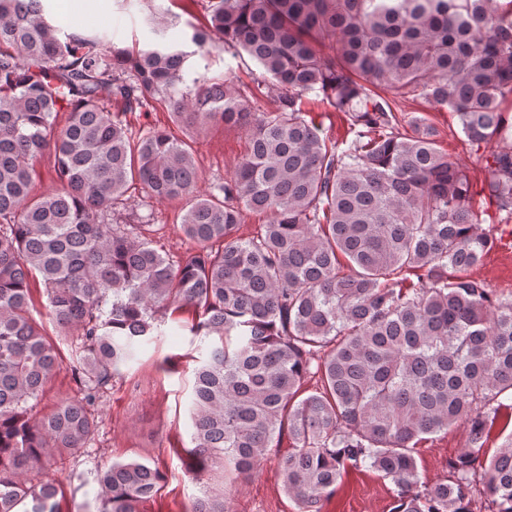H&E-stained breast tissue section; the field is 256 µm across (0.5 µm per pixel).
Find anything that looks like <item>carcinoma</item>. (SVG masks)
I'll use <instances>...</instances> for the list:
<instances>
[{"label":"carcinoma","mask_w":512,"mask_h":512,"mask_svg":"<svg viewBox=\"0 0 512 512\" xmlns=\"http://www.w3.org/2000/svg\"><path fill=\"white\" fill-rule=\"evenodd\" d=\"M45 2L0 0V512H60L32 466L88 447L104 389L163 335L167 309L195 313L179 328L205 346L184 449L195 477L232 485L286 435L278 473L299 512H321L350 469L393 484L391 512H512V434L484 452L512 400V293L448 276L494 239L437 131L416 118L402 132L397 115L420 99L456 113L472 148L512 137V0H208L196 50L154 28L135 53L50 24ZM215 36L263 68L256 87L210 74ZM310 94L346 117L345 147L303 111ZM156 101L187 129H244L234 173L197 193L192 142L131 131L127 116ZM46 152L59 188L36 195ZM486 167L483 190L511 221L512 152ZM135 183L157 201L192 197L181 227L195 252L175 263L115 216ZM245 210L268 215L253 236L239 234ZM33 281L75 337L79 388L38 420L29 402L61 362L32 317ZM459 422L467 449L446 479L422 481L418 446ZM163 479L139 461L98 469L99 512H139ZM192 512H230L229 497H198Z\"/></svg>","instance_id":"cac0c4a2"}]
</instances>
